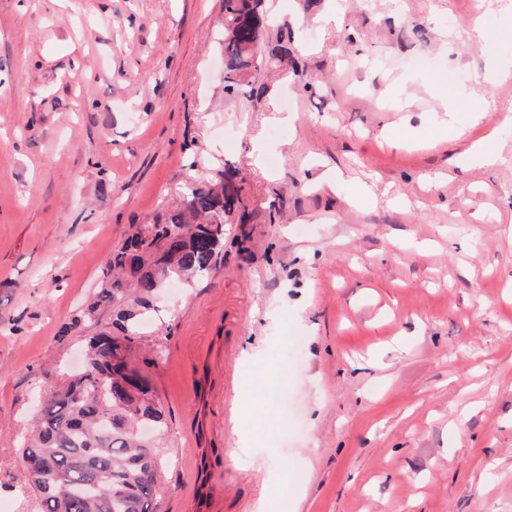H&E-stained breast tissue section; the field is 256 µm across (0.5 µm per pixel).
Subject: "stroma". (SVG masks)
<instances>
[{
  "mask_svg": "<svg viewBox=\"0 0 512 512\" xmlns=\"http://www.w3.org/2000/svg\"><path fill=\"white\" fill-rule=\"evenodd\" d=\"M263 13L293 41L250 96L224 0H0V512L36 510L22 443L106 259L226 172L221 256L133 348L171 417L157 512H512V0Z\"/></svg>",
  "mask_w": 512,
  "mask_h": 512,
  "instance_id": "obj_1",
  "label": "stroma"
}]
</instances>
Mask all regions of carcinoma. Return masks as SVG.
<instances>
[{"label": "carcinoma", "instance_id": "carcinoma-1", "mask_svg": "<svg viewBox=\"0 0 512 512\" xmlns=\"http://www.w3.org/2000/svg\"><path fill=\"white\" fill-rule=\"evenodd\" d=\"M224 18V83L234 93L258 67L252 45L262 0H224ZM290 42L287 34L266 42L265 61L288 57ZM234 203L229 183L219 193L193 191L106 260L99 291L65 333L99 323L102 310L114 319L89 337L83 369L50 392L21 451L23 461L42 468L37 475L24 469L40 512H156L167 415L147 383L128 375L130 353L143 315L167 284L210 272Z\"/></svg>", "mask_w": 512, "mask_h": 512}]
</instances>
